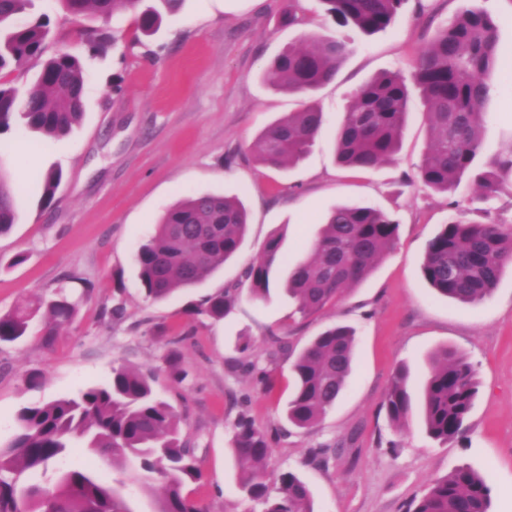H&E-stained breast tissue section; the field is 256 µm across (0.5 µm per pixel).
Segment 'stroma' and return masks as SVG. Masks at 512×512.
<instances>
[{
	"label": "stroma",
	"instance_id": "1",
	"mask_svg": "<svg viewBox=\"0 0 512 512\" xmlns=\"http://www.w3.org/2000/svg\"><path fill=\"white\" fill-rule=\"evenodd\" d=\"M476 7L498 25L502 62L485 108L476 165L512 143V0H407L386 31L366 35L337 27L320 0H185L164 15L152 36H134L132 14L103 21L72 19L60 0H32L17 24L49 17L42 58L29 60L17 85L27 89L43 58L80 56L86 73L84 114L66 136L43 143L40 133L0 134V169L17 187V219L0 236V312L66 289L78 314L52 347L35 336L0 346V445L26 406L71 394L126 365L158 373L157 389L185 415V431L202 462L203 478L188 493L206 512H261L237 490L232 438L239 415L268 436L269 470L297 473L316 512H406L431 482L468 466L486 475L492 512H512V266L485 300L461 304L439 296L420 275L428 240L450 218L512 224V188L484 202L469 182L455 194L416 180L428 131L419 93L394 159L363 172L341 167L332 131L355 91L382 71L409 73L417 49L461 10ZM105 28L116 40L90 48L82 28ZM345 35L350 52L336 77L311 97L326 128L290 169L258 164L249 146L257 134L303 97L273 89L263 78L285 48ZM61 168L52 208L39 206L40 176ZM238 196L248 232L237 255L201 287L168 301H147L134 263L163 212L192 193ZM371 203L399 223L394 248L338 307L304 316L284 289L286 264L270 290L252 298L242 273L258 262L271 238L288 261L318 235L339 204ZM95 286L81 296L84 282ZM213 288L239 297L224 320L186 316L183 308ZM123 307L121 317L103 310ZM356 328L354 370L343 395L314 428L289 427L283 407L292 391L291 361L277 341L301 347L328 326ZM475 367L480 392L463 435L440 444L425 433L420 411L394 428L383 401L399 366L420 396L430 355L442 348ZM176 350L185 373L165 369ZM42 373L39 388L26 377Z\"/></svg>",
	"mask_w": 512,
	"mask_h": 512
}]
</instances>
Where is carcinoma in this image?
<instances>
[{"instance_id": "cac0c4a2", "label": "carcinoma", "mask_w": 512, "mask_h": 512, "mask_svg": "<svg viewBox=\"0 0 512 512\" xmlns=\"http://www.w3.org/2000/svg\"><path fill=\"white\" fill-rule=\"evenodd\" d=\"M30 0H0V133L22 120L45 140L67 135L82 118L84 70L79 57L59 53L42 64L23 94L13 74L41 55L49 19L16 25L14 19ZM75 18L108 20L136 14L137 29L155 31L165 13L178 11L183 0H157L139 9L142 0H60ZM339 27L371 35L388 29L404 0H321ZM93 49L111 40L104 29L83 33ZM348 52L340 38L308 46H290L264 73L277 90L309 94L334 80ZM494 20L479 9L458 14L419 52L411 79L426 114L428 143L417 179L437 192H454L462 178L490 199L512 186V148L488 169L475 165L484 128V105L499 67ZM403 75L382 72L357 91L334 131L337 159L361 171L391 161L399 150L408 117L409 89ZM324 113L314 104L279 118L250 144L260 163L276 169L300 161L324 131ZM62 173L43 180L42 203H55ZM15 223V188L0 170V236ZM247 212L240 200L219 193L190 195L169 207L155 232L141 244L134 260L145 297L163 301L197 287L223 269L247 234ZM399 222L372 204L336 206L317 238L304 247L305 257L288 266V295L298 312L308 315L337 304L346 290L364 280L398 239ZM280 240L271 239L265 258L250 265L244 277L255 298L266 295ZM512 265V224L451 218L428 241L420 272L439 295L461 303L484 300ZM238 299L232 289L217 288L186 305L191 316L222 320ZM78 302L59 290L48 297L0 313V343L24 339L39 312V330L50 347L59 329L73 321ZM356 331L337 323L319 333L292 361L294 391L286 406L288 423L317 424L343 394L352 373ZM155 375L127 366L112 368L105 381L72 396L25 407L17 431L0 448V512H132L126 489L133 485L150 494L163 493L154 512H205L185 486L202 478V466L183 435L181 416L154 389ZM409 369L400 367L385 398L390 422L399 426L412 412ZM479 380L461 354L443 349L429 357V376L422 394L424 428L446 443L464 430L478 394ZM72 448L84 458L58 468ZM270 446L265 434L243 417L236 426L232 454L239 468L240 494L263 506V512H315L308 485L294 472L281 473L270 490L265 462ZM492 488L470 467H458L435 479L408 512H492Z\"/></svg>"}]
</instances>
